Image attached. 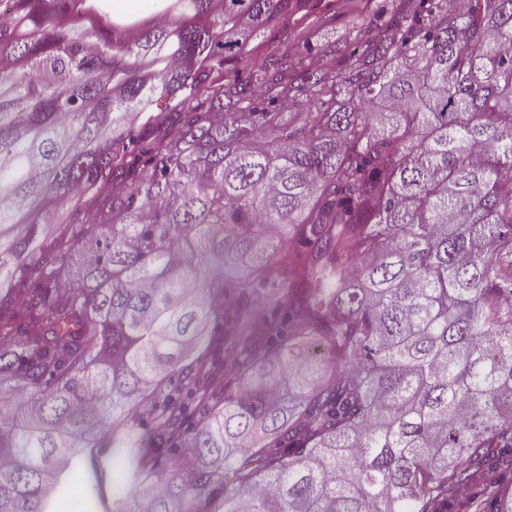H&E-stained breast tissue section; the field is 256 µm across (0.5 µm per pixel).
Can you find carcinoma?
I'll return each mask as SVG.
<instances>
[{
    "label": "carcinoma",
    "instance_id": "obj_1",
    "mask_svg": "<svg viewBox=\"0 0 512 512\" xmlns=\"http://www.w3.org/2000/svg\"><path fill=\"white\" fill-rule=\"evenodd\" d=\"M160 2L0 19V512L117 452L111 512H512V0L310 69L253 55L299 0ZM270 274L273 278L282 284L283 288H270L263 296L255 300V309L252 315L245 316V320L250 321L252 318H257L256 311L260 308L266 307L272 300L282 301L288 288V282L292 277V273L288 271L287 267L281 264L279 259L272 262L270 266Z\"/></svg>",
    "mask_w": 512,
    "mask_h": 512
}]
</instances>
